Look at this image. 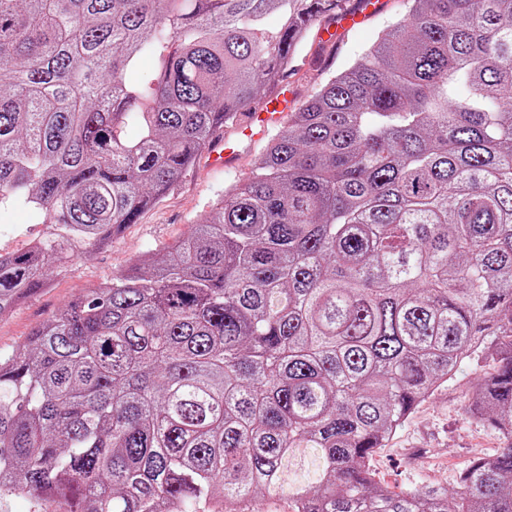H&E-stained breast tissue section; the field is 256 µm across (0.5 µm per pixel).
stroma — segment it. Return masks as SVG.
Here are the masks:
<instances>
[{
    "mask_svg": "<svg viewBox=\"0 0 512 512\" xmlns=\"http://www.w3.org/2000/svg\"><path fill=\"white\" fill-rule=\"evenodd\" d=\"M382 11L363 25L337 29L335 37L318 32L302 51L297 68L287 78L296 102H304L317 81L344 70L375 38L384 36L400 20L405 0H383ZM239 146L234 165L215 169L207 157L180 180L177 190L127 225L104 250L80 248L71 260L53 267L47 285L19 306L0 315V351L21 348L30 334L64 304L86 290L111 279L132 259L175 244L198 223L209 204L223 194L227 184L244 179L264 151L268 136L248 137L237 128L224 131ZM31 210L12 205L0 210V252L22 250L42 233ZM492 361L463 359L456 375L421 402L386 445L376 449L371 469L374 478L395 491H412L425 485L455 490L461 472L473 461L493 456L504 437L487 423L466 418L463 408L479 374L490 371Z\"/></svg>",
    "mask_w": 512,
    "mask_h": 512,
    "instance_id": "obj_1",
    "label": "stroma"
}]
</instances>
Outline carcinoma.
<instances>
[{"mask_svg": "<svg viewBox=\"0 0 512 512\" xmlns=\"http://www.w3.org/2000/svg\"><path fill=\"white\" fill-rule=\"evenodd\" d=\"M407 5L186 238L0 355L1 494L53 512H254L272 490L289 512H512V0ZM350 10L0 0V207L47 226L0 253V314L174 192ZM483 356L464 414L506 446L454 496L377 483L375 449Z\"/></svg>", "mask_w": 512, "mask_h": 512, "instance_id": "cac0c4a2", "label": "carcinoma"}]
</instances>
